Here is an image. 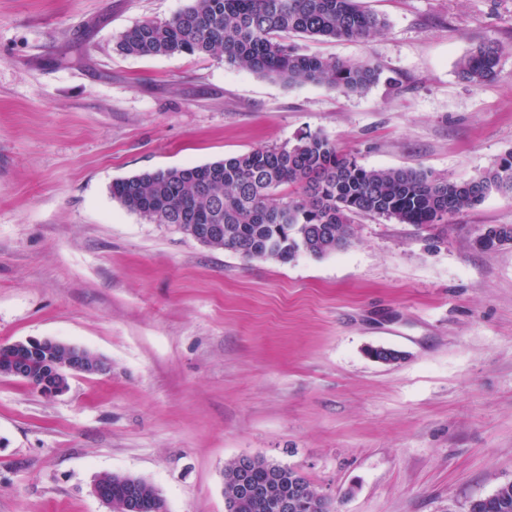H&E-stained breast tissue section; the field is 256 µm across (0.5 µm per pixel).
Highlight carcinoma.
<instances>
[{
	"instance_id": "obj_1",
	"label": "carcinoma",
	"mask_w": 512,
	"mask_h": 512,
	"mask_svg": "<svg viewBox=\"0 0 512 512\" xmlns=\"http://www.w3.org/2000/svg\"><path fill=\"white\" fill-rule=\"evenodd\" d=\"M385 21L357 0H192L165 21L145 20L122 33L119 49L132 56L203 54L236 69L289 85L317 84L362 93L378 83L379 64L326 60L288 43L290 32L364 42ZM503 47L486 40L458 62L473 84L497 79ZM294 191L280 198L282 186ZM493 191H512V153L478 177L457 182L422 170L366 168L340 155L318 134L288 146H264L205 165L157 169L112 184V196L153 224H222L208 243L245 260L321 258L351 243L353 219L364 214L404 224H437L481 203ZM256 485L282 494L306 481L298 471L259 460ZM480 512H512V484L499 487Z\"/></svg>"
}]
</instances>
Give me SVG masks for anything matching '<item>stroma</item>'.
<instances>
[{"label": "stroma", "instance_id": "stroma-1", "mask_svg": "<svg viewBox=\"0 0 512 512\" xmlns=\"http://www.w3.org/2000/svg\"><path fill=\"white\" fill-rule=\"evenodd\" d=\"M190 0H0V344L108 360L53 398L0 377V512H108L118 473L165 512H225L224 466L299 471L331 512H466L512 483V194L442 224L360 215L345 249L247 261L153 224L115 181L307 134L367 168L467 181L512 152V0H358L365 92L287 85L209 55L137 57L120 34ZM492 39L499 76L458 61ZM402 352L384 364L366 350ZM113 481H119L126 487V495L122 500L112 499L113 494H121L119 489L112 488ZM93 489L95 495L109 507L110 512H140V503L148 496V489L140 478L123 474L101 476L94 483Z\"/></svg>", "mask_w": 512, "mask_h": 512}]
</instances>
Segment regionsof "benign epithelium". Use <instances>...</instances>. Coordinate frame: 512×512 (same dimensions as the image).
Segmentation results:
<instances>
[{
    "label": "benign epithelium",
    "instance_id": "benign-epithelium-1",
    "mask_svg": "<svg viewBox=\"0 0 512 512\" xmlns=\"http://www.w3.org/2000/svg\"><path fill=\"white\" fill-rule=\"evenodd\" d=\"M24 366L12 372V375L22 379L26 384L34 382L30 376L27 364L34 360L40 364L39 378L41 385L39 390L45 397H54L67 391L68 377L75 374H108L112 370L110 363L100 360L93 370H88L85 360L86 349L80 346L66 345L67 355L60 360L49 355L46 349L58 345V342L49 338H28L22 341ZM238 470V479L231 500L226 502V512H237L238 503L241 501L259 500L265 503L269 512H293L296 500L287 496H276L266 487L253 484L249 480V472L254 464V457L241 455L235 458ZM115 481L123 483L126 487V495L123 499L112 498V484ZM95 495L105 503L110 512H139L141 501L148 496V489L143 481L137 477L123 474H110L99 477L94 483Z\"/></svg>",
    "mask_w": 512,
    "mask_h": 512
}]
</instances>
